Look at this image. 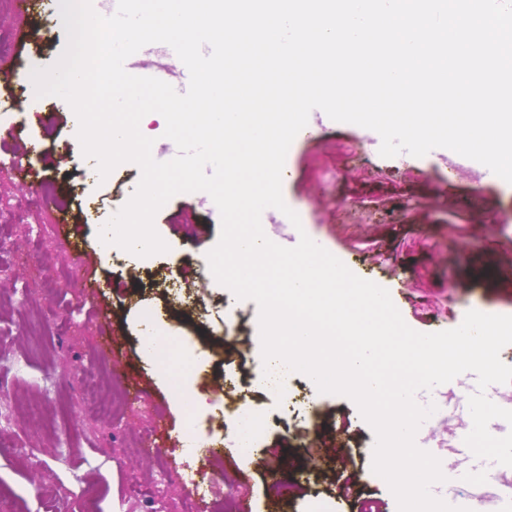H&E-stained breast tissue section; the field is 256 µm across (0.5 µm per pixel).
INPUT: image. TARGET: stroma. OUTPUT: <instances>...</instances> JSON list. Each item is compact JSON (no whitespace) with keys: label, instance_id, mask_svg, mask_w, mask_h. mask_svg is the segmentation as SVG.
Segmentation results:
<instances>
[{"label":"stroma","instance_id":"obj_1","mask_svg":"<svg viewBox=\"0 0 512 512\" xmlns=\"http://www.w3.org/2000/svg\"><path fill=\"white\" fill-rule=\"evenodd\" d=\"M0 34L17 47L0 73V99L25 100L22 109L0 112V157L22 154L29 181L21 186L13 172L0 170V407H36L52 421L48 428L0 425V512H82L91 490L102 512H160L164 500H181L189 459L182 433L193 415L178 407L172 386L180 375L205 397L195 415L201 429L231 413L237 395L224 378L227 343L237 351L229 367L258 392L254 405L268 423L235 466L217 462L196 474L211 487L199 512H215L227 497L243 512H360L366 504L397 512L393 494L371 470L374 434L350 400L318 393L306 380L292 387L295 400L311 404V439L341 432L359 437L358 447L323 455L285 429L293 413L267 392L260 374L256 303L225 299L213 280L200 303L188 288L173 286L174 278L206 264L218 241L220 215L207 193L175 195L157 212L154 226L167 252L135 258L99 241L98 225L128 200L140 170L124 163L106 181L90 178L68 103L36 97L32 67L52 65L67 43L55 0H31L22 15L13 0H0ZM311 118L314 132L296 136L282 180L284 200L301 224L266 209L261 222L272 241L286 247L307 233L355 275L387 289L405 323L421 333L452 329L450 314L463 307L512 314V281L493 277L512 268V184H484L473 160L450 172L456 155L446 148L411 163L384 158L363 127L335 122L319 109ZM62 208L70 234L86 243L82 254L41 234ZM58 261L69 266L68 277L56 276ZM228 306L244 319V331L225 334ZM146 312L199 349L198 359L186 362L177 348L164 360L145 358L137 321ZM102 328L119 342L118 366L104 367L97 358ZM89 370L97 387L85 392L80 378ZM134 381L140 403L126 407L120 420L99 414L102 399L119 402L121 389ZM158 414L168 433L156 439L150 430ZM140 436L149 454L139 453ZM33 448L42 456H30ZM434 454L460 468L438 493L451 505L459 502L458 490L471 486L475 465L492 467L450 447ZM272 465L292 474L302 494L271 498Z\"/></svg>","mask_w":512,"mask_h":512}]
</instances>
